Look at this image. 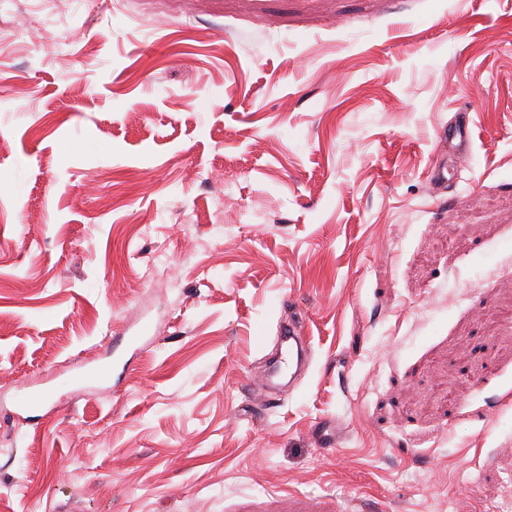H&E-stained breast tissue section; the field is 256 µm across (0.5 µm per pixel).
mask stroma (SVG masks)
Returning a JSON list of instances; mask_svg holds the SVG:
<instances>
[{
    "label": "stroma",
    "instance_id": "35a3bbf8",
    "mask_svg": "<svg viewBox=\"0 0 512 512\" xmlns=\"http://www.w3.org/2000/svg\"><path fill=\"white\" fill-rule=\"evenodd\" d=\"M0 141V512L512 498V0H0ZM441 139L448 141V147L453 153L464 154L471 145L470 121L465 115H460L458 121L444 130Z\"/></svg>",
    "mask_w": 512,
    "mask_h": 512
}]
</instances>
